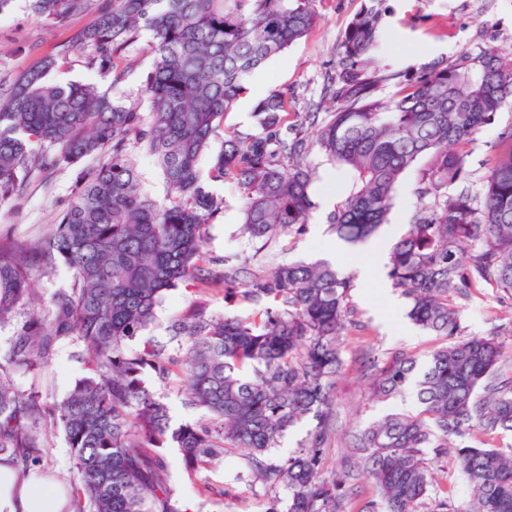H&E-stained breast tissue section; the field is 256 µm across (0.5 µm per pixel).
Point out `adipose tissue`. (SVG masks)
<instances>
[{"instance_id":"ef3b65f1","label":"adipose tissue","mask_w":512,"mask_h":512,"mask_svg":"<svg viewBox=\"0 0 512 512\" xmlns=\"http://www.w3.org/2000/svg\"><path fill=\"white\" fill-rule=\"evenodd\" d=\"M58 483L40 484L34 473L0 461V512H61Z\"/></svg>"}]
</instances>
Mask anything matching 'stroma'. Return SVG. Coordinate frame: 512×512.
<instances>
[{"instance_id": "35a3bbf8", "label": "stroma", "mask_w": 512, "mask_h": 512, "mask_svg": "<svg viewBox=\"0 0 512 512\" xmlns=\"http://www.w3.org/2000/svg\"><path fill=\"white\" fill-rule=\"evenodd\" d=\"M105 0H88L84 12L62 24L37 19L30 0H11L0 11V88L8 89L14 79L38 59L58 54L73 34L94 19ZM365 0H316L318 21L312 31L285 51L271 58L248 79V100H237L224 117L229 132H255L252 113L246 101H258L273 87L287 91L289 122L300 114L316 110L329 112L323 104L322 88L334 75L342 36ZM379 58L393 71L408 70L437 59L454 61L461 52L479 47L497 49L512 57V0H385ZM153 64L149 36L133 44L123 63L121 82L99 74L89 64V54L73 51L57 75L59 81L93 82L100 92L127 106L143 105V84ZM512 129V101L497 112L493 122L470 145L468 166L471 177L460 184V191L478 195L489 160L495 154L500 136ZM308 163L317 179L311 191L313 209L304 232L281 237L270 243L249 241L239 233L243 198L231 182L210 184L209 189L224 199V211L206 227L205 256L215 264L248 265L269 270L293 260H326L343 272L354 274L351 303L364 334L345 338L344 366L333 391V432L322 460L326 476L344 481L351 499L348 512H359L374 494L372 484L357 466V453L350 448L352 436L370 421L413 404L412 397L397 402L371 400L367 390L366 345L380 352L404 349L425 355L439 344V337L423 332L406 316L408 301L391 286L387 261L373 249L398 240L408 229L416 211L414 189L416 171L403 177L394 199L389 221L373 242L356 246L339 240L327 217L344 199L343 176L319 149H311ZM75 167L63 165L36 177L24 193L0 202V230L27 237L46 231L71 199ZM377 268L372 278L360 277L361 266ZM462 326L467 335H496L503 345L504 363L512 369V295L486 286L458 299ZM84 374V364L74 346L61 344L48 369L50 386L43 391L44 401H61L76 379ZM168 480L175 491L173 504L191 503L195 512H267L273 497L287 498L286 489L271 490L248 474L240 452L225 456L215 468L187 472L172 467Z\"/></svg>"}]
</instances>
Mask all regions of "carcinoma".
<instances>
[{"instance_id":"obj_1","label":"carcinoma","mask_w":512,"mask_h":512,"mask_svg":"<svg viewBox=\"0 0 512 512\" xmlns=\"http://www.w3.org/2000/svg\"><path fill=\"white\" fill-rule=\"evenodd\" d=\"M87 0H31L39 19L62 22ZM381 0L347 26L325 95L328 118L287 125L288 94L271 90L255 107L257 131L224 139L201 160L244 91V77L314 27L315 0H111L56 57L40 60L0 93V202L58 165L79 169L72 197L48 231L17 238L0 231V457L45 475L42 449L64 434L73 470L66 512H177L168 481L172 444L187 467H217L243 451L248 472L288 488L270 512H345V484L321 472L330 431V393L344 336L357 328L351 276L326 261H297L274 272L204 261V229L224 211L206 181L243 192L241 234L264 241L308 223L317 178L307 164L316 145L345 173V198L329 223L357 245L392 210L403 175L417 168L418 210L388 252V277L408 300V318L442 343L419 361L395 351L370 376V391L395 399L413 387L416 408L390 413L355 435L375 495L360 512H512V370L491 337L467 336L456 297L494 286L512 295V130L483 176L481 197L448 193L469 179L467 148L512 98V62L491 47L450 64L393 72L375 55ZM154 62L145 112L100 93L93 83L52 74L71 51L92 50V67L119 82L128 47L143 33ZM394 82L389 98L377 85ZM316 128L308 139L304 125ZM157 162L166 186L156 200L142 187L134 153ZM65 270L39 314L36 277ZM224 290L253 306L247 316L208 315L193 300L174 318L166 354L144 337L165 293L181 285ZM83 348L86 375L58 403L39 382L57 347ZM173 384L203 424L173 425L150 381ZM32 380L27 390L15 378ZM315 421L295 454H276L298 422ZM454 449L470 489L456 506L433 484L429 458Z\"/></svg>"}]
</instances>
